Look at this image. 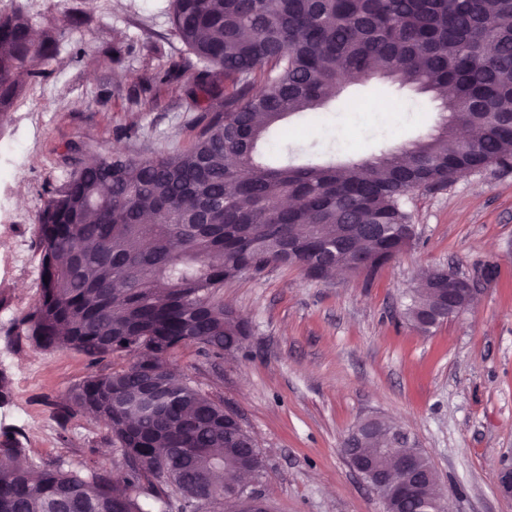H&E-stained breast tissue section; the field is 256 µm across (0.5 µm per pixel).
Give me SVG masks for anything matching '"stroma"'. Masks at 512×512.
<instances>
[{"mask_svg":"<svg viewBox=\"0 0 512 512\" xmlns=\"http://www.w3.org/2000/svg\"><path fill=\"white\" fill-rule=\"evenodd\" d=\"M35 26L54 23L58 55L0 121V431L28 448V460L92 459L117 452L105 427L59 407L92 364L70 349L40 350L20 336L19 319L39 295L35 248L49 191L77 159L67 143L137 158L186 146L199 107L183 83L143 82L186 51L173 36L169 0H0ZM86 19L70 25L73 10ZM120 47V61L108 54ZM391 106L383 118L376 102ZM442 102L396 82L368 77L346 86L313 116H291L301 138L274 136L258 158L336 164L377 157L435 133ZM414 237L372 277L307 280L294 267L269 268L224 286V303L249 322L241 351L214 363L183 351L175 372L191 376L240 417L262 452L259 487L269 512H385L342 448L360 419L402 426L432 461L449 512H512L499 488L512 467V167L489 166L444 189L410 194ZM454 267L478 292L461 315L424 333L404 315L424 270Z\"/></svg>","mask_w":512,"mask_h":512,"instance_id":"35a3bbf8","label":"stroma"}]
</instances>
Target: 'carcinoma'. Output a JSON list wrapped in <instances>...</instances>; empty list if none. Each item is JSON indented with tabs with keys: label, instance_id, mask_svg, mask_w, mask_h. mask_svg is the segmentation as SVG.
Instances as JSON below:
<instances>
[{
	"label": "carcinoma",
	"instance_id": "1",
	"mask_svg": "<svg viewBox=\"0 0 512 512\" xmlns=\"http://www.w3.org/2000/svg\"><path fill=\"white\" fill-rule=\"evenodd\" d=\"M177 39L196 60L188 95L209 101L179 150L136 159L86 152L40 213L39 299L18 323L41 350L71 349L125 365L88 376L60 410L104 420L125 477L87 461L21 465L22 442L0 432V512H197L224 505L239 477L263 476L252 436L224 405L170 364L193 348L238 351L251 328L224 305V283L296 267L313 281L336 268L372 275L411 242L405 200L457 174L512 163V0H171ZM491 43L494 53L485 56ZM58 53L57 27L36 32L0 13V112ZM378 75L443 96L450 120L376 161L270 166L257 147L286 117L315 112L348 84ZM475 130L468 147L458 128ZM448 270L423 273L406 318L428 332L443 312ZM361 448L386 472L413 452L373 422ZM397 512H432L436 470Z\"/></svg>",
	"mask_w": 512,
	"mask_h": 512
}]
</instances>
